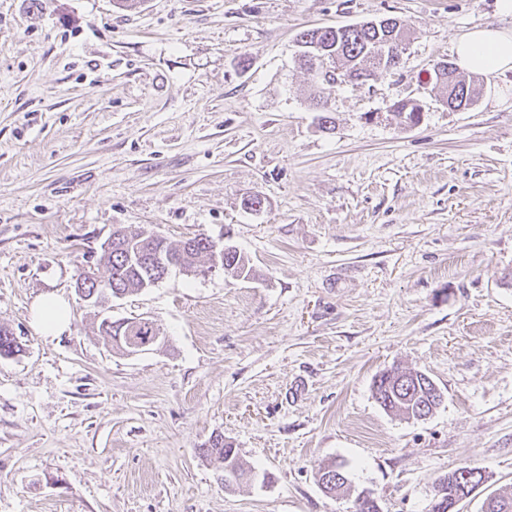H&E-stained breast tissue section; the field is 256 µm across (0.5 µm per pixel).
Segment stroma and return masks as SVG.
<instances>
[{
    "mask_svg": "<svg viewBox=\"0 0 512 512\" xmlns=\"http://www.w3.org/2000/svg\"><path fill=\"white\" fill-rule=\"evenodd\" d=\"M394 16L395 73L314 82L304 30ZM498 0H0V512H429L440 476L512 492V69L443 104L433 67ZM419 125L371 121L397 100ZM336 122L323 129L322 113ZM258 197L261 209L245 207ZM235 246L254 276L171 271L112 301L162 341L128 356L76 294L113 226ZM64 300L47 336L31 308ZM426 372L440 408L384 411ZM251 480L225 489L210 436ZM344 463L351 489L317 473ZM33 313L37 326L47 335L55 336L63 332L69 323L66 303L53 294L37 299ZM425 375L421 371L399 367L384 370L375 377L372 385L377 402L385 411L408 420L432 415L442 400H436L433 385L426 382Z\"/></svg>",
    "mask_w": 512,
    "mask_h": 512,
    "instance_id": "stroma-1",
    "label": "stroma"
}]
</instances>
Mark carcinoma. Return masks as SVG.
<instances>
[{
	"mask_svg": "<svg viewBox=\"0 0 512 512\" xmlns=\"http://www.w3.org/2000/svg\"><path fill=\"white\" fill-rule=\"evenodd\" d=\"M390 27H369L356 23L340 27H323L301 32L296 39L298 44L315 41L330 49L332 69L338 71L342 82L361 83L369 77L391 74L392 48ZM435 80L443 85L453 82L460 86L461 97L456 99L455 107L471 104L475 100L473 81L457 71L434 73ZM128 234L137 248L140 257L129 258L128 250L117 245L108 254L100 255L98 265L105 269L102 280L108 283L111 296L137 294L144 287L163 279L169 272L178 268L184 272L199 267L201 259H210L214 240L203 233L186 239L187 245L172 246L165 239H159L151 233L130 230ZM224 272L234 277L247 279L252 274L249 260L236 249L224 254ZM21 352L20 345L13 332L0 328V357H10ZM373 391L380 406L387 412L405 419L420 420L432 415L442 404L433 394V385L426 381L425 373L415 370H403L392 367L381 372L373 381ZM204 457L220 464L219 479L224 488L233 486V482L248 479L249 472L244 468L237 451L232 444L224 441L221 434L214 435L202 445ZM476 468L464 466L439 478L438 491L434 492L431 512H456L457 501L451 491L468 483L466 475ZM345 475L342 466L331 464L318 471V481H326L333 494L343 491L346 484L332 485L336 475Z\"/></svg>",
	"mask_w": 512,
	"mask_h": 512,
	"instance_id": "1",
	"label": "carcinoma"
}]
</instances>
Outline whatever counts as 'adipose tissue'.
Instances as JSON below:
<instances>
[{
  "label": "adipose tissue",
  "instance_id": "obj_1",
  "mask_svg": "<svg viewBox=\"0 0 512 512\" xmlns=\"http://www.w3.org/2000/svg\"><path fill=\"white\" fill-rule=\"evenodd\" d=\"M456 64L464 71L491 74L512 69V32L475 29L457 41Z\"/></svg>",
  "mask_w": 512,
  "mask_h": 512
}]
</instances>
